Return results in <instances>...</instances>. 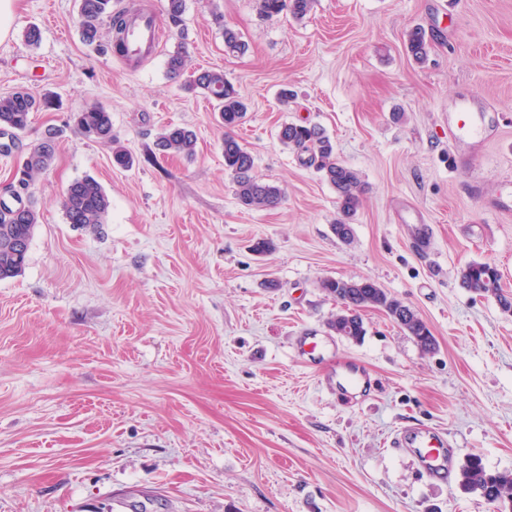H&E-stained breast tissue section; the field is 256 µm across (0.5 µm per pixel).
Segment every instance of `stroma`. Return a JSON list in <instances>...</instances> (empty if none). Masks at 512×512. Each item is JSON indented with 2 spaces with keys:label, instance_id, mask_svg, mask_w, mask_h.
<instances>
[{
  "label": "stroma",
  "instance_id": "obj_1",
  "mask_svg": "<svg viewBox=\"0 0 512 512\" xmlns=\"http://www.w3.org/2000/svg\"><path fill=\"white\" fill-rule=\"evenodd\" d=\"M249 44L224 50L211 15ZM128 71L85 45L77 0H19L0 42V95L51 94L10 152L0 199L44 129L63 134L30 189L39 214L22 275L0 281V512H512L458 483L423 477L390 440L418 422L445 430L458 461L512 471V312L460 288L489 262L512 294V0H315L303 21L263 17L256 0H186L179 25ZM37 24L39 46L22 30ZM425 29L415 62L406 33ZM223 70L249 103L236 130L254 173L279 186L273 209L242 206L211 102L170 78ZM294 91L281 106V89ZM492 128L468 167L448 135L456 102ZM104 106L132 168L88 140L71 117ZM311 123L364 186L339 241L336 193L284 147L283 124ZM197 134L194 159L152 156L158 130ZM93 176L109 197L98 227L67 223L61 198ZM429 249L413 246V220ZM270 241V253L253 252ZM326 278H369L430 328L425 351L383 311L366 334L336 335ZM321 343L301 351L299 336ZM367 369L358 402L336 389V361Z\"/></svg>",
  "mask_w": 512,
  "mask_h": 512
}]
</instances>
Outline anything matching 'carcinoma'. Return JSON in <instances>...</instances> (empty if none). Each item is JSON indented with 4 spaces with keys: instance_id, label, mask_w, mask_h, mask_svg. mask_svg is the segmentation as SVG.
I'll list each match as a JSON object with an SVG mask.
<instances>
[{
    "instance_id": "1",
    "label": "carcinoma",
    "mask_w": 512,
    "mask_h": 512,
    "mask_svg": "<svg viewBox=\"0 0 512 512\" xmlns=\"http://www.w3.org/2000/svg\"><path fill=\"white\" fill-rule=\"evenodd\" d=\"M260 13L271 17L287 10L298 21L311 11L314 0H257ZM186 8V0H164L163 12L176 25ZM78 31L87 45H99L100 30L109 25L111 36L105 48L113 54L124 53L123 33L126 27L125 14L112 8V0H79ZM224 48L232 54H245L248 43L242 34L223 25ZM407 52L417 62L424 61L430 49L425 30L413 27L407 32ZM185 67L183 51L170 55L167 72L177 79ZM188 89L200 90L215 107L224 124V169L231 173L236 185V196L245 207L266 210L277 207L283 192L279 186L263 182L254 173V157L232 134V130L246 118L248 106L235 86L224 78V71L204 69L194 72L188 81ZM54 106L53 99L44 95L35 97L26 89H18L0 96V127L19 134L26 130L30 114ZM76 130L85 138L112 146V161L124 168L134 164V158L112 134V117L103 106L92 104L73 116ZM59 130L49 127L41 142L31 148L14 174L13 194L21 208L15 210L8 205L0 207V281L18 276L25 268L38 213L31 201H23L22 195L29 192L35 176L51 167L55 159ZM279 141L286 147L308 154L307 162L322 173L323 178L336 192L340 218L333 225L336 237L344 243L353 241L351 223L361 206L363 193L358 173L339 161L330 138L317 125L286 123L281 126ZM196 133L186 127L168 126L157 133L154 146L162 155L191 158L196 152ZM110 202L101 184L91 176L74 180L67 188L62 201L65 219L69 224H104L109 213ZM498 282L501 276L490 272L486 263H471L461 272L460 285L469 292L482 296L485 280ZM321 288L334 296L342 308L328 322L329 328L338 336L360 339L365 335L364 321L360 314L363 308L383 311L398 327L412 336L424 350L434 348L435 340L426 323L415 310L401 299L371 279L338 280L325 279ZM459 482L469 492H477L488 502L512 499V472L486 471L482 462L474 457L467 459L459 469Z\"/></svg>"
}]
</instances>
